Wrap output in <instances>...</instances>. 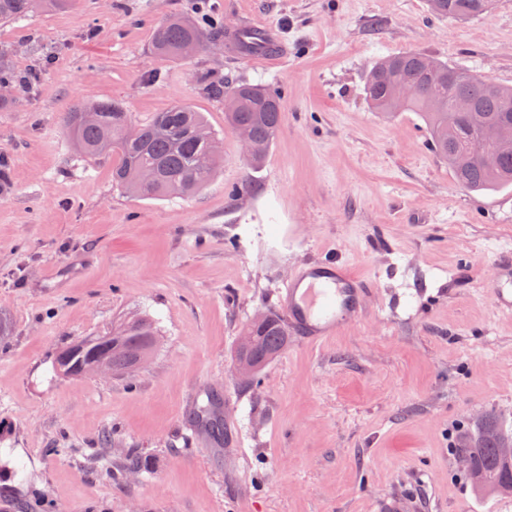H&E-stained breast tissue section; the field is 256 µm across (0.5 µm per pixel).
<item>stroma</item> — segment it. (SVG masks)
<instances>
[{
	"instance_id": "obj_1",
	"label": "stroma",
	"mask_w": 512,
	"mask_h": 512,
	"mask_svg": "<svg viewBox=\"0 0 512 512\" xmlns=\"http://www.w3.org/2000/svg\"><path fill=\"white\" fill-rule=\"evenodd\" d=\"M173 15L272 25L288 53L158 57ZM0 49L41 70L0 109V512H512L457 454L487 425L512 435V316L488 293L512 254V186L465 189L416 113L386 118L363 91L406 51L512 87V0L466 21L429 0H73L1 25ZM198 72L280 94L261 166ZM85 99L138 123L188 104L224 160L192 198H131L115 155L81 154L62 126ZM328 257L366 283L361 314L320 344L289 335L239 380L243 325ZM143 313L159 343L136 372L53 373L68 342ZM196 389L231 399L222 447L192 434Z\"/></svg>"
}]
</instances>
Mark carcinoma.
<instances>
[{
	"label": "carcinoma",
	"instance_id": "obj_1",
	"mask_svg": "<svg viewBox=\"0 0 512 512\" xmlns=\"http://www.w3.org/2000/svg\"><path fill=\"white\" fill-rule=\"evenodd\" d=\"M72 0H0V23L24 19L37 11L62 9ZM491 0H440L438 15L467 20L487 13ZM224 41V26L203 28L185 17H171L154 30L152 51L171 59L187 60ZM37 73L17 72L6 55L0 53V87L29 86ZM200 89L218 101H229L233 111L225 113L227 123L243 127L253 140L269 149L279 131L282 112L278 94L263 84L234 82L208 73L197 76ZM396 85L415 88L402 111L415 112L430 131V148L448 162L463 187L471 191H494L512 185V151H497L492 129L504 120L512 122V88L452 67L429 56L403 52L388 56L371 71L365 96L373 109L395 115L392 89ZM464 100L468 112L457 113L448 126V110ZM62 122L75 148L85 155L112 152V184L140 199L171 196L191 197L215 173L221 155L214 150L216 138L201 113L185 104H176L156 113L149 121L136 124L135 137L126 136L132 124L129 113L118 101L77 102L63 113ZM481 153L461 166L456 156L467 149ZM155 334L146 318L131 320L106 336L86 337V354L102 352L112 362L115 374L131 373V360L144 332ZM288 342V329L282 315L269 311L260 323L250 321L240 332L236 356L266 367ZM457 452L469 456V474L476 481L512 478V462L501 459L496 446L480 440Z\"/></svg>",
	"mask_w": 512,
	"mask_h": 512
}]
</instances>
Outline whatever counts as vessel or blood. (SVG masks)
I'll use <instances>...</instances> for the list:
<instances>
[{
  "label": "vessel or blood",
  "instance_id": "b4317fda",
  "mask_svg": "<svg viewBox=\"0 0 512 512\" xmlns=\"http://www.w3.org/2000/svg\"><path fill=\"white\" fill-rule=\"evenodd\" d=\"M244 31L256 46V57H283L285 49L274 27L249 24ZM509 265L512 257L507 255L496 262L498 274L490 284V295L498 312L512 315V276L504 272ZM275 295L290 331L310 342L336 335L343 324L359 315L365 300L361 281L334 260H316L300 266L276 289Z\"/></svg>",
  "mask_w": 512,
  "mask_h": 512
}]
</instances>
